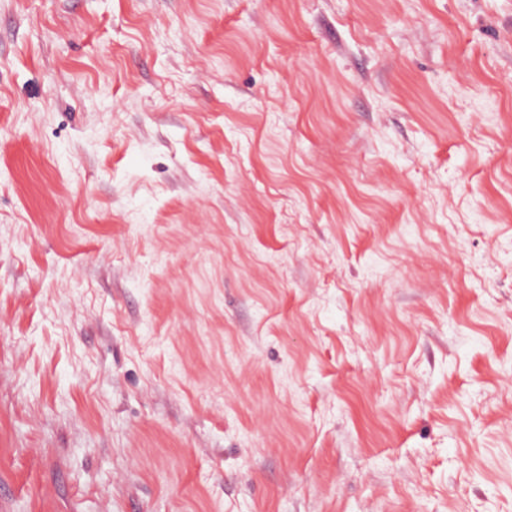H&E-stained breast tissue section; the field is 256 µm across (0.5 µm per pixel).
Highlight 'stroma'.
Wrapping results in <instances>:
<instances>
[{
    "mask_svg": "<svg viewBox=\"0 0 512 512\" xmlns=\"http://www.w3.org/2000/svg\"><path fill=\"white\" fill-rule=\"evenodd\" d=\"M0 512H512V0H0Z\"/></svg>",
    "mask_w": 512,
    "mask_h": 512,
    "instance_id": "35a3bbf8",
    "label": "stroma"
}]
</instances>
